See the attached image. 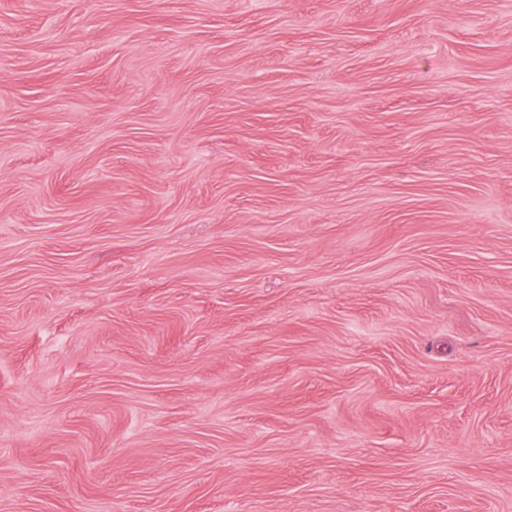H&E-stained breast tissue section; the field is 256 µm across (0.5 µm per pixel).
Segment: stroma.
Here are the masks:
<instances>
[{
	"mask_svg": "<svg viewBox=\"0 0 512 512\" xmlns=\"http://www.w3.org/2000/svg\"><path fill=\"white\" fill-rule=\"evenodd\" d=\"M0 512H512V0H0Z\"/></svg>",
	"mask_w": 512,
	"mask_h": 512,
	"instance_id": "1",
	"label": "stroma"
}]
</instances>
